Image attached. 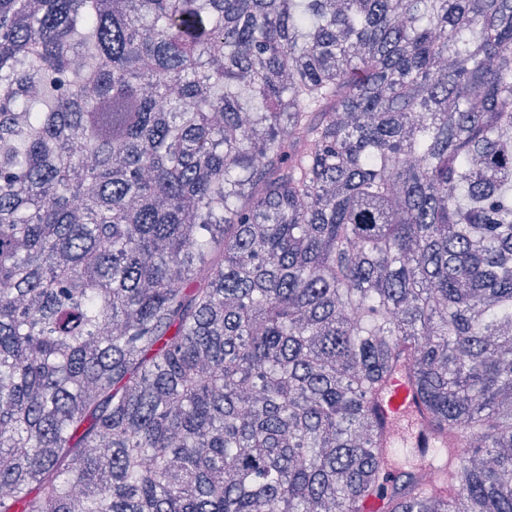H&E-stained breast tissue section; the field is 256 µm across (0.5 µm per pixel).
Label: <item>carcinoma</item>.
<instances>
[{
	"instance_id": "obj_1",
	"label": "carcinoma",
	"mask_w": 512,
	"mask_h": 512,
	"mask_svg": "<svg viewBox=\"0 0 512 512\" xmlns=\"http://www.w3.org/2000/svg\"><path fill=\"white\" fill-rule=\"evenodd\" d=\"M371 497L512 512V0H0V512ZM377 411L384 422L387 447L411 445L425 453L429 448L439 447L424 433L420 407L402 368L395 372L379 395Z\"/></svg>"
}]
</instances>
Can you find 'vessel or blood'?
<instances>
[{
    "mask_svg": "<svg viewBox=\"0 0 512 512\" xmlns=\"http://www.w3.org/2000/svg\"><path fill=\"white\" fill-rule=\"evenodd\" d=\"M388 445L413 446L426 451L435 442L423 430V416L404 370H397L377 400Z\"/></svg>",
    "mask_w": 512,
    "mask_h": 512,
    "instance_id": "obj_1",
    "label": "vessel or blood"
}]
</instances>
